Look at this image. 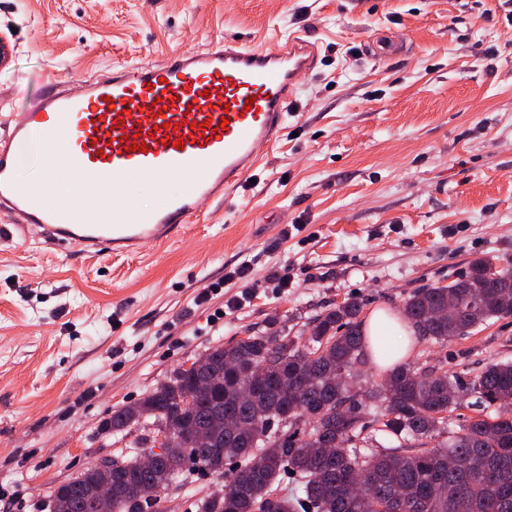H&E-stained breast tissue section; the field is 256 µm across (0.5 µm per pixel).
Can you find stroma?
Segmentation results:
<instances>
[{
    "instance_id": "1",
    "label": "stroma",
    "mask_w": 512,
    "mask_h": 512,
    "mask_svg": "<svg viewBox=\"0 0 512 512\" xmlns=\"http://www.w3.org/2000/svg\"><path fill=\"white\" fill-rule=\"evenodd\" d=\"M291 33L319 60L296 81L286 135L177 242L89 259L10 236L0 213V492L24 512L133 455L105 427L113 408L208 347L298 335L352 295L366 320L473 260L512 259V0H0V111H26L51 71L67 83ZM410 359L464 373L510 361L512 317L414 342ZM220 485L187 477L165 508L197 512Z\"/></svg>"
}]
</instances>
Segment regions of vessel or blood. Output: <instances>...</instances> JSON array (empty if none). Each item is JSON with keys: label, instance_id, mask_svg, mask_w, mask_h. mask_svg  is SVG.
I'll use <instances>...</instances> for the list:
<instances>
[{"label": "vessel or blood", "instance_id": "vessel-or-blood-1", "mask_svg": "<svg viewBox=\"0 0 512 512\" xmlns=\"http://www.w3.org/2000/svg\"><path fill=\"white\" fill-rule=\"evenodd\" d=\"M317 61L316 46L297 35L264 47L231 38L145 65L122 62L74 87L49 79L0 132V212L39 243L90 257L174 243L259 167L284 132L297 77ZM134 134L145 150L126 149ZM33 143L37 180L18 163L19 148ZM136 184L162 189L164 206L140 207Z\"/></svg>", "mask_w": 512, "mask_h": 512}]
</instances>
